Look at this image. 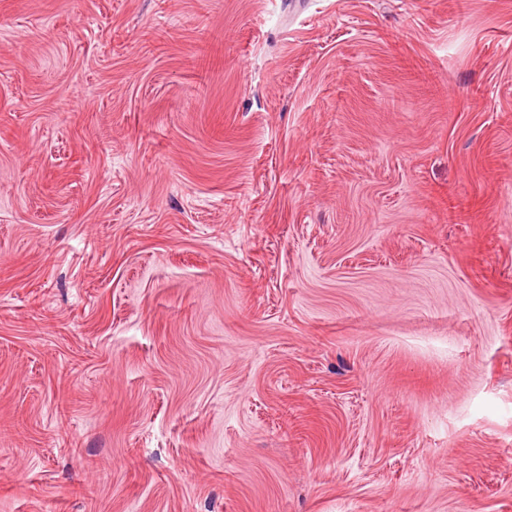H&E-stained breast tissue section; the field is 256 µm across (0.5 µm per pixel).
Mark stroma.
I'll use <instances>...</instances> for the list:
<instances>
[{
    "instance_id": "1",
    "label": "stroma",
    "mask_w": 512,
    "mask_h": 512,
    "mask_svg": "<svg viewBox=\"0 0 512 512\" xmlns=\"http://www.w3.org/2000/svg\"><path fill=\"white\" fill-rule=\"evenodd\" d=\"M0 512H512V0H0Z\"/></svg>"
}]
</instances>
